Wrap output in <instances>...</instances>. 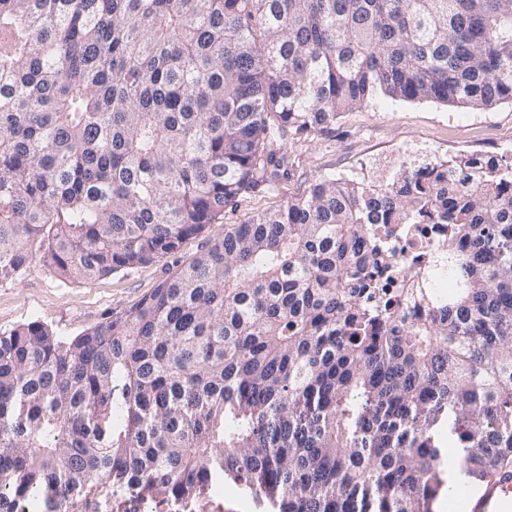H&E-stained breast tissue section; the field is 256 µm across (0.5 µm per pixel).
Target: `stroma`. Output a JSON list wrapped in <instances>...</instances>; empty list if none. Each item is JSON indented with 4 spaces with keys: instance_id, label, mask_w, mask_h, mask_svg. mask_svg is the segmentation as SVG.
Returning a JSON list of instances; mask_svg holds the SVG:
<instances>
[{
    "instance_id": "1",
    "label": "stroma",
    "mask_w": 512,
    "mask_h": 512,
    "mask_svg": "<svg viewBox=\"0 0 512 512\" xmlns=\"http://www.w3.org/2000/svg\"><path fill=\"white\" fill-rule=\"evenodd\" d=\"M512 144V101L474 110L431 101L403 102L386 97L344 112L331 129L284 143L289 172L268 190L226 208L223 219L185 240L172 254L88 283L62 280L34 255L14 281L0 282V333L39 321L61 339L73 338L124 313L174 275L184 264L238 224L284 207L322 177H359L371 163L426 147L438 155L457 152L496 155ZM267 501L229 481H214L199 497L156 505L141 512H269Z\"/></svg>"
}]
</instances>
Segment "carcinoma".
<instances>
[{"label":"carcinoma","mask_w":512,"mask_h":512,"mask_svg":"<svg viewBox=\"0 0 512 512\" xmlns=\"http://www.w3.org/2000/svg\"><path fill=\"white\" fill-rule=\"evenodd\" d=\"M380 97L512 101V0H0V281L174 253ZM379 224L448 243L406 269ZM443 417L467 480L512 461V156L320 178L68 341L0 334V512L216 476L277 512H431Z\"/></svg>","instance_id":"obj_1"}]
</instances>
